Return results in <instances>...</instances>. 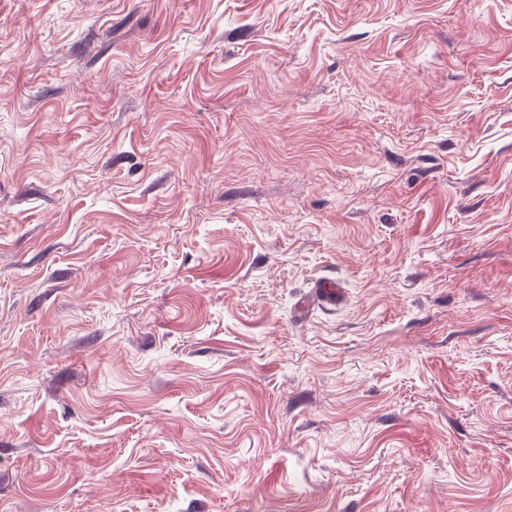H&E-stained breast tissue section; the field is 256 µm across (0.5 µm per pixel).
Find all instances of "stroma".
<instances>
[{
    "instance_id": "obj_1",
    "label": "stroma",
    "mask_w": 512,
    "mask_h": 512,
    "mask_svg": "<svg viewBox=\"0 0 512 512\" xmlns=\"http://www.w3.org/2000/svg\"><path fill=\"white\" fill-rule=\"evenodd\" d=\"M0 512H512V0H0Z\"/></svg>"
}]
</instances>
